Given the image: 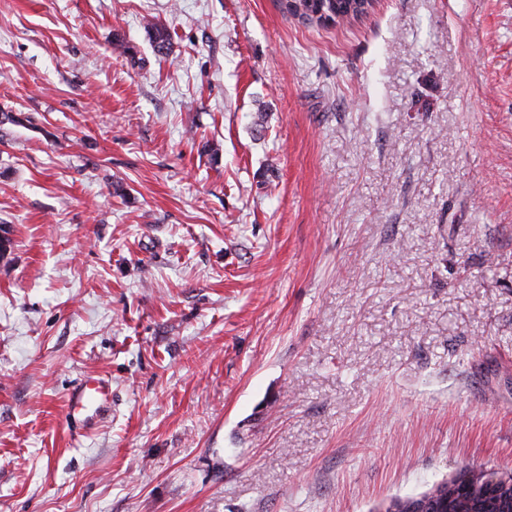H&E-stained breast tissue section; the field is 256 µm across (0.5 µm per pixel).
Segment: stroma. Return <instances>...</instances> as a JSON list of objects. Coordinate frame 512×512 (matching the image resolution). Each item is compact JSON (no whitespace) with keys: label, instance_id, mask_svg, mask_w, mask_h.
Listing matches in <instances>:
<instances>
[{"label":"stroma","instance_id":"1","mask_svg":"<svg viewBox=\"0 0 512 512\" xmlns=\"http://www.w3.org/2000/svg\"><path fill=\"white\" fill-rule=\"evenodd\" d=\"M0 109V512L512 473V0H0ZM359 0H285L284 9L309 22L322 23L326 16L334 22L344 23L368 12L373 0H366L368 8L363 12V4ZM112 382L87 376L69 394L65 420L72 426L90 427L111 405Z\"/></svg>","mask_w":512,"mask_h":512}]
</instances>
